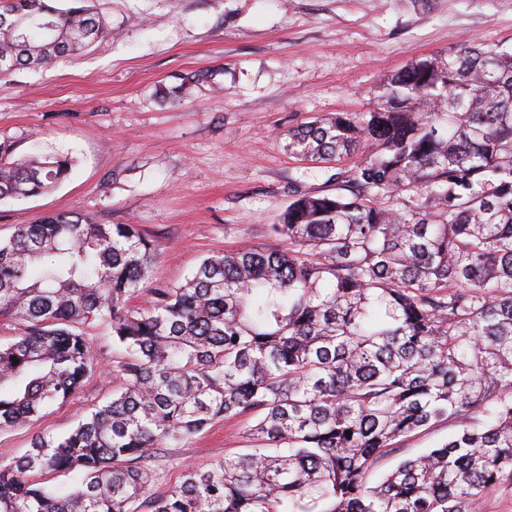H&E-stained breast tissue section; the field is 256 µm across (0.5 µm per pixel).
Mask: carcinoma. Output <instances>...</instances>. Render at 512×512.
Listing matches in <instances>:
<instances>
[{
    "label": "carcinoma",
    "instance_id": "cac0c4a2",
    "mask_svg": "<svg viewBox=\"0 0 512 512\" xmlns=\"http://www.w3.org/2000/svg\"><path fill=\"white\" fill-rule=\"evenodd\" d=\"M0 0V87L111 31L90 0ZM362 155L302 195L281 246L202 260L132 297L157 247L59 212L0 240V431L68 402L107 322L122 379L68 433L0 463V512H473L512 488V50L472 41L384 78L367 112L288 132L303 162ZM63 154L0 142V200L66 180ZM246 417L254 447L150 494L160 448ZM441 424L447 441L371 481ZM351 431L346 435L345 431ZM34 472L79 478L62 492ZM455 429L442 425L430 430H424L421 433L406 440L401 449L393 455L382 457L378 461V472H384L392 468L399 460L413 457L421 453L425 448L433 447L448 438Z\"/></svg>",
    "mask_w": 512,
    "mask_h": 512
}]
</instances>
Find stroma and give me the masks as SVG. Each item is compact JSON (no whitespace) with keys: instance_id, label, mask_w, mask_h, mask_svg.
<instances>
[{"instance_id":"35a3bbf8","label":"stroma","mask_w":512,"mask_h":512,"mask_svg":"<svg viewBox=\"0 0 512 512\" xmlns=\"http://www.w3.org/2000/svg\"><path fill=\"white\" fill-rule=\"evenodd\" d=\"M112 35L89 51L17 71L0 90V141L74 158L49 193L0 202V239L61 211L135 224L157 246L150 286H175L214 254L271 248L297 195L332 194L346 161L289 155V130L366 111L385 76L480 39L512 48V0H94ZM200 82H192V75ZM183 86L180 96L170 90ZM94 372L74 398L0 431V463L39 435L68 432L111 399L110 326L89 331ZM249 422L215 423L159 453L153 494L186 464L247 453Z\"/></svg>"}]
</instances>
